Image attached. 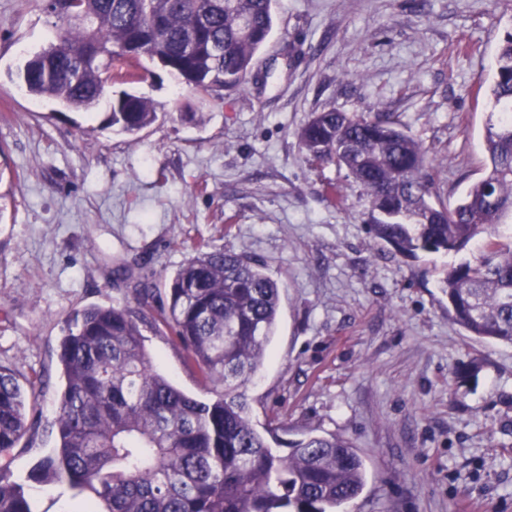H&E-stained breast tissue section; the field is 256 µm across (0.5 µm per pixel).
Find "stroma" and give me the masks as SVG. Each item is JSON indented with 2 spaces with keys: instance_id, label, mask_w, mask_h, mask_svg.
Instances as JSON below:
<instances>
[{
  "instance_id": "obj_1",
  "label": "stroma",
  "mask_w": 512,
  "mask_h": 512,
  "mask_svg": "<svg viewBox=\"0 0 512 512\" xmlns=\"http://www.w3.org/2000/svg\"><path fill=\"white\" fill-rule=\"evenodd\" d=\"M54 22L45 0H0V364L40 387L5 463L33 512L90 498L27 480L54 445L64 319L130 297L116 266L147 258L160 284L202 239L278 282L277 329L246 386L252 419L279 412L286 441L349 439L367 483L347 512H512V346L466 335L438 287L474 252L393 254L364 222L363 187L311 166L296 137L333 107L393 113L455 203L486 164L487 85L512 0H276L246 87L201 94L148 62L137 90L160 117L133 137L104 127V109L21 89L23 52ZM142 333L160 372L209 399L161 322Z\"/></svg>"
}]
</instances>
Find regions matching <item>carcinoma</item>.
Wrapping results in <instances>:
<instances>
[{
    "label": "carcinoma",
    "instance_id": "1",
    "mask_svg": "<svg viewBox=\"0 0 512 512\" xmlns=\"http://www.w3.org/2000/svg\"><path fill=\"white\" fill-rule=\"evenodd\" d=\"M274 0H76L85 21L58 19L49 56L28 61L29 95L88 111L106 84L142 83V58L215 93L248 83L268 42ZM490 96L497 121L484 134L486 168L450 207L434 191L425 146L390 112L334 108L297 132L310 165L344 169L366 191L370 233L402 257L457 255L443 270L448 317L469 336L512 345V32L498 44ZM158 119L155 103L123 91L105 119L135 136ZM160 320L215 397L186 395L154 367L142 325L156 283L134 282L133 301L75 310L58 346L65 384L55 407L57 446L31 471L103 503L87 512H343L366 485L353 444L309 432L273 449L279 416L251 420L245 386L275 335L279 284L256 260L200 242L166 279ZM36 382L0 364V459L27 431ZM0 512H32L23 486L0 467Z\"/></svg>",
    "mask_w": 512,
    "mask_h": 512
}]
</instances>
